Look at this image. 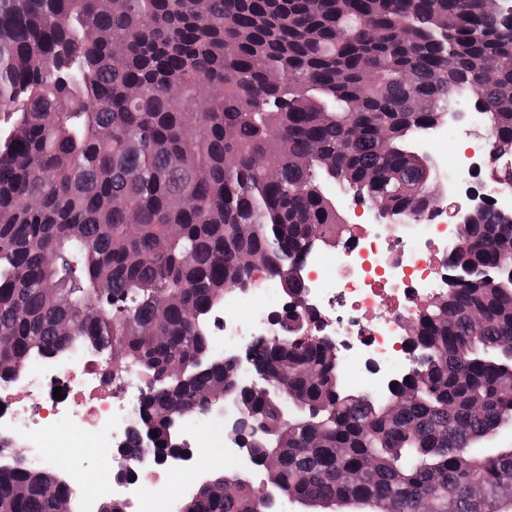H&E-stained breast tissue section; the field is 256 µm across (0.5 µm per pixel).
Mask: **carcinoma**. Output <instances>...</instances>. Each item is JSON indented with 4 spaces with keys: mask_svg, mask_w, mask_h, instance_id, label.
<instances>
[{
    "mask_svg": "<svg viewBox=\"0 0 512 512\" xmlns=\"http://www.w3.org/2000/svg\"><path fill=\"white\" fill-rule=\"evenodd\" d=\"M480 2L0 0V380L108 351L107 378L150 376L128 424L153 458L220 388L290 502L512 512V448H478L512 421V210L487 202L458 226L394 392L343 388L294 275L344 234L338 196L386 223L434 217L440 174L413 144L460 101L512 151V23ZM259 270L290 342L250 357L277 393L246 387L206 326ZM15 444L0 437V512H77ZM221 479L224 495L176 507L275 512Z\"/></svg>",
    "mask_w": 512,
    "mask_h": 512,
    "instance_id": "cac0c4a2",
    "label": "carcinoma"
}]
</instances>
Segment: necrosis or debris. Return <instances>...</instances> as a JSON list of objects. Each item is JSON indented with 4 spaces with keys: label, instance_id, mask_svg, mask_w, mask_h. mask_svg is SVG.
Returning <instances> with one entry per match:
<instances>
[{
    "label": "necrosis or debris",
    "instance_id": "obj_1",
    "mask_svg": "<svg viewBox=\"0 0 512 512\" xmlns=\"http://www.w3.org/2000/svg\"><path fill=\"white\" fill-rule=\"evenodd\" d=\"M447 222V209H440L426 235L410 243L392 239L379 224L349 225V243L318 258L311 270L306 309L319 334L334 336L348 358L395 364L415 309L435 296L447 276ZM139 398L128 382L103 379L96 357L50 366L36 386L0 383V432L22 426L42 433L40 410L47 404L66 431L80 432L99 448L115 446L124 438V410Z\"/></svg>",
    "mask_w": 512,
    "mask_h": 512
}]
</instances>
